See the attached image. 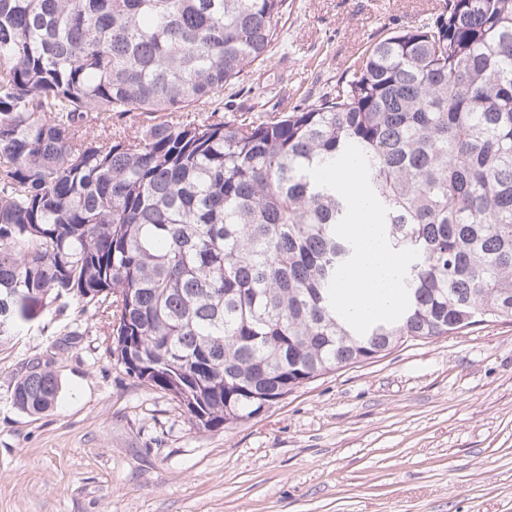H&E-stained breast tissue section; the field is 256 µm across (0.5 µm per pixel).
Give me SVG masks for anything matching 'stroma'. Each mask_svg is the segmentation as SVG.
Listing matches in <instances>:
<instances>
[{"label": "stroma", "instance_id": "1", "mask_svg": "<svg viewBox=\"0 0 512 512\" xmlns=\"http://www.w3.org/2000/svg\"><path fill=\"white\" fill-rule=\"evenodd\" d=\"M289 2L283 41L251 78L262 93L225 90L232 109L307 105L444 0ZM31 362L62 386L39 415L12 401ZM0 512H512V321L407 340L205 431L129 376L70 302L0 347Z\"/></svg>", "mask_w": 512, "mask_h": 512}]
</instances>
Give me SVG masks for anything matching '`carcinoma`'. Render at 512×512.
Returning <instances> with one entry per match:
<instances>
[{"instance_id":"1","label":"carcinoma","mask_w":512,"mask_h":512,"mask_svg":"<svg viewBox=\"0 0 512 512\" xmlns=\"http://www.w3.org/2000/svg\"><path fill=\"white\" fill-rule=\"evenodd\" d=\"M287 11L0 0V345L76 300L129 375L213 431L409 338L512 319V0H444L313 103L224 116ZM349 144L390 246L419 253L406 312L363 335L328 296L346 204L303 172ZM60 391L31 370L12 401L41 414Z\"/></svg>"}]
</instances>
